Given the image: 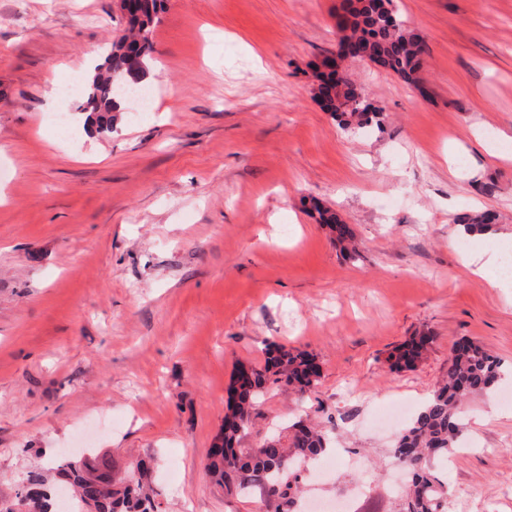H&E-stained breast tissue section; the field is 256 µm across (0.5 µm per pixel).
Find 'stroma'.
<instances>
[{
  "instance_id": "1",
  "label": "stroma",
  "mask_w": 512,
  "mask_h": 512,
  "mask_svg": "<svg viewBox=\"0 0 512 512\" xmlns=\"http://www.w3.org/2000/svg\"><path fill=\"white\" fill-rule=\"evenodd\" d=\"M340 0H165L151 33L154 105L123 103L112 133L54 132L51 83L91 79L125 27L114 0H0V495L63 457L137 458L165 512H275L205 474L236 368L264 346L314 353L309 399L270 389L258 429L332 415L370 488L349 512H394L378 407L418 409L460 339L502 359L512 387V292L468 258L512 243V0H396L425 52L416 84L347 64L383 113L352 135L314 100ZM359 242L340 254L313 203ZM488 214L466 234L455 218ZM433 343L409 369L387 356ZM443 468L449 512H512V405H466Z\"/></svg>"
}]
</instances>
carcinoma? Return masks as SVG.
<instances>
[{
    "label": "carcinoma",
    "instance_id": "carcinoma-1",
    "mask_svg": "<svg viewBox=\"0 0 512 512\" xmlns=\"http://www.w3.org/2000/svg\"><path fill=\"white\" fill-rule=\"evenodd\" d=\"M353 21L341 26L337 39L361 44L370 61L413 85L424 52L421 38L409 30L398 14L394 0H357L350 9ZM156 24L150 11L145 18L132 19L120 40L112 42L105 72L92 77L84 111L102 132H112L120 119L121 97L115 94L120 80L141 79L151 60L152 42L134 54L125 46L145 39L144 26ZM344 90L337 96L314 99L345 131H361L379 117L380 110L369 100L366 90L346 75ZM321 223L328 225L336 245L349 260L360 257L351 225L328 208L316 207ZM469 232L487 226L482 216L464 213L457 217ZM432 341L430 336L414 338L390 352L387 360L398 369L410 368L422 357ZM260 369L238 367L228 386L224 420L215 442L206 455L205 469L211 479L233 494L257 488L261 496L276 504L275 512H297L303 493L305 467L322 457L329 448L327 425L315 418L299 419L251 447L244 439L256 426L259 407L271 387H284L300 397L313 391L321 378L316 356L306 350L269 343ZM503 362L480 343L463 339L448 354V370L432 390L412 422L390 449V456L404 466L410 479L398 498V512H448V482L434 471L433 462L443 460L458 447L465 428V406L470 399L492 393L501 380ZM138 475L122 480L112 477L106 460L67 458L56 466V474L67 483L76 502L73 512H161L159 493L148 482L151 462H137ZM25 491L29 512H52L47 478L31 473Z\"/></svg>",
    "mask_w": 512,
    "mask_h": 512
}]
</instances>
